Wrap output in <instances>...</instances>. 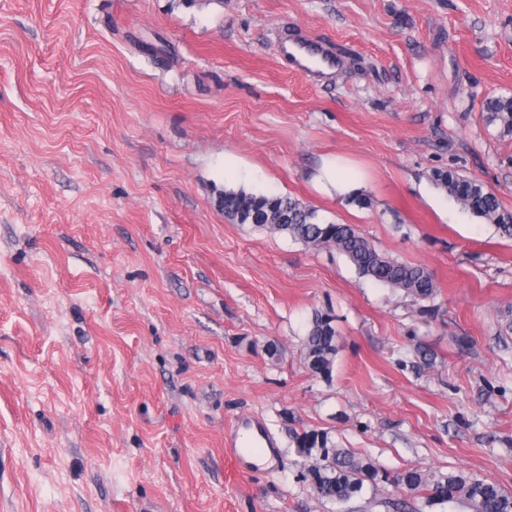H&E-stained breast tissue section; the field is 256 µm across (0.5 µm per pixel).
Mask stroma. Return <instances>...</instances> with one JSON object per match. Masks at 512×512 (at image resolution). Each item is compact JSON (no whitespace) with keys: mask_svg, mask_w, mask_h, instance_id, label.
<instances>
[{"mask_svg":"<svg viewBox=\"0 0 512 512\" xmlns=\"http://www.w3.org/2000/svg\"><path fill=\"white\" fill-rule=\"evenodd\" d=\"M291 38L344 68L312 81ZM501 96L512 0H0V512H469L386 483L322 502L295 430L512 491V239L433 178L512 211V136L482 116ZM336 156L357 195L315 188ZM224 188L354 225L436 292L232 223ZM318 313L328 376L303 354ZM248 414L272 472L224 450ZM434 180L463 210L495 225L502 237L512 239V212L504 209L493 190L477 179L461 177L452 171H438ZM309 367L317 374L328 376L338 352L337 333L328 317L315 314L304 339Z\"/></svg>","mask_w":512,"mask_h":512,"instance_id":"35a3bbf8","label":"stroma"}]
</instances>
